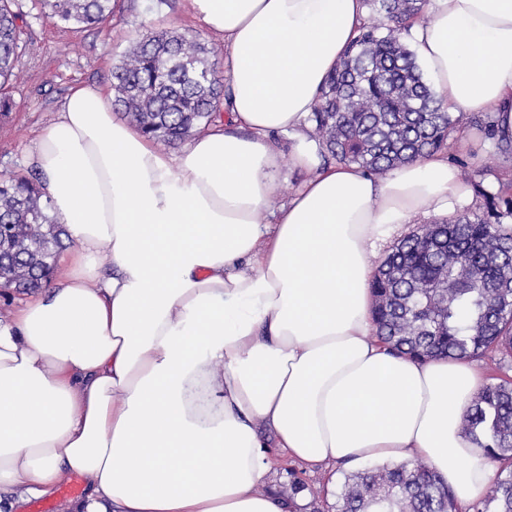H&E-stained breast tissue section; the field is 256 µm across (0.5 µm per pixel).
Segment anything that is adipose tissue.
I'll use <instances>...</instances> for the list:
<instances>
[{
	"label": "adipose tissue",
	"mask_w": 512,
	"mask_h": 512,
	"mask_svg": "<svg viewBox=\"0 0 512 512\" xmlns=\"http://www.w3.org/2000/svg\"><path fill=\"white\" fill-rule=\"evenodd\" d=\"M188 4L226 50L229 124L173 155L78 85L31 148L73 249L0 317V512L72 475L86 490L65 512H287L262 489L272 444L302 464L421 461L459 507L482 500L498 466L462 418L484 373L392 354L371 288L380 243L473 193L447 153L380 179L322 165L309 136L364 0ZM423 11L411 36L442 108L512 140V0ZM278 134L311 173L284 202Z\"/></svg>",
	"instance_id": "adipose-tissue-1"
}]
</instances>
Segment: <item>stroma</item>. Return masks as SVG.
<instances>
[{
	"label": "stroma",
	"mask_w": 512,
	"mask_h": 512,
	"mask_svg": "<svg viewBox=\"0 0 512 512\" xmlns=\"http://www.w3.org/2000/svg\"><path fill=\"white\" fill-rule=\"evenodd\" d=\"M26 25L15 60L18 79L13 84L10 119L0 122V175H26L29 150L41 128L58 112L69 90L78 85L112 90V70L129 42L147 29H175L199 36L210 49L216 66L224 64V45L189 11L187 0H117L111 18L79 29L53 24L34 9L31 0H18ZM451 160L487 179L504 174L512 180V165L492 148L483 127L467 121L463 148L452 150ZM270 480L288 486L289 469H297L308 486L299 495L301 505L316 512H336L337 496L350 469L346 466L298 465L287 452L272 449Z\"/></svg>",
	"instance_id": "obj_1"
}]
</instances>
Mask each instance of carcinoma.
Segmentation results:
<instances>
[{
	"instance_id": "obj_1",
	"label": "carcinoma",
	"mask_w": 512,
	"mask_h": 512,
	"mask_svg": "<svg viewBox=\"0 0 512 512\" xmlns=\"http://www.w3.org/2000/svg\"><path fill=\"white\" fill-rule=\"evenodd\" d=\"M60 26L98 25L112 0H38ZM370 14L322 90L309 135L323 158L357 164L376 177L438 152L464 117L445 112L424 80L402 33L424 20V0H365ZM0 0V120L12 109L7 88L17 78L21 13ZM210 50L190 32L147 29L134 38L113 72L114 102L125 120L159 146H171L224 121L215 103L224 77ZM496 148L492 118L478 116ZM479 208L428 224L394 246L372 282L376 336L411 359L512 357V185L493 189L468 173ZM38 179L0 178V282L35 289L54 274L67 247L49 218ZM462 430L500 464V477L474 512H512V382L491 383L472 402ZM305 490L288 470V508ZM336 512H457L451 490L424 464L369 468L345 478Z\"/></svg>"
}]
</instances>
